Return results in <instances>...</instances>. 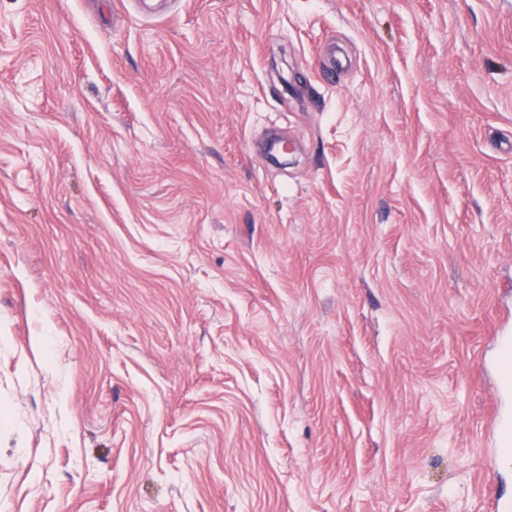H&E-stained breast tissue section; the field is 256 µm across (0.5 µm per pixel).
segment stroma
<instances>
[{
    "label": "stroma",
    "instance_id": "obj_1",
    "mask_svg": "<svg viewBox=\"0 0 512 512\" xmlns=\"http://www.w3.org/2000/svg\"><path fill=\"white\" fill-rule=\"evenodd\" d=\"M500 328L512 0H0V512H492Z\"/></svg>",
    "mask_w": 512,
    "mask_h": 512
}]
</instances>
